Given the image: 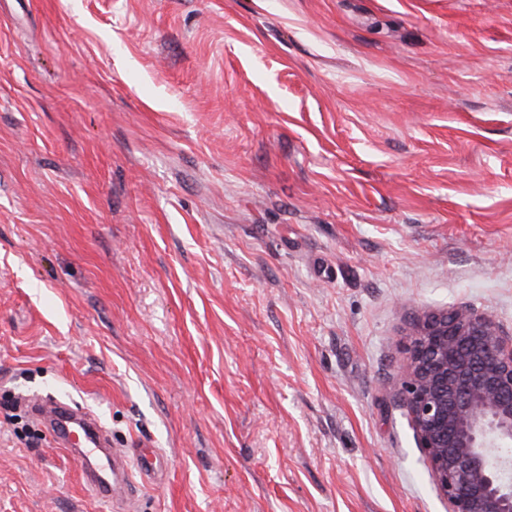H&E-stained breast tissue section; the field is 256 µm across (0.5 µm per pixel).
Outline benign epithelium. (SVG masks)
Wrapping results in <instances>:
<instances>
[{"instance_id": "benign-epithelium-1", "label": "benign epithelium", "mask_w": 512, "mask_h": 512, "mask_svg": "<svg viewBox=\"0 0 512 512\" xmlns=\"http://www.w3.org/2000/svg\"><path fill=\"white\" fill-rule=\"evenodd\" d=\"M398 396L448 512H512V333L466 306L425 316Z\"/></svg>"}]
</instances>
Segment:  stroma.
Wrapping results in <instances>:
<instances>
[{
  "mask_svg": "<svg viewBox=\"0 0 512 512\" xmlns=\"http://www.w3.org/2000/svg\"><path fill=\"white\" fill-rule=\"evenodd\" d=\"M460 305L512 333V0H0V512H448L396 383ZM48 430L57 442L85 462L86 482L102 498L114 497L118 485L129 489L138 480L150 482L166 468L164 455L148 443L137 442L136 448H106L98 424L68 409L51 415ZM92 461L95 467L89 465ZM104 472L111 473L112 478L104 477Z\"/></svg>",
  "mask_w": 512,
  "mask_h": 512,
  "instance_id": "obj_1",
  "label": "stroma"
}]
</instances>
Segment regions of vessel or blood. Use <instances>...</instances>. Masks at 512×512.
<instances>
[{
    "mask_svg": "<svg viewBox=\"0 0 512 512\" xmlns=\"http://www.w3.org/2000/svg\"><path fill=\"white\" fill-rule=\"evenodd\" d=\"M48 430L57 442L83 460L88 486L103 498L113 497L117 487L152 481L165 468L163 454L150 444L107 447L95 421L67 409L51 415Z\"/></svg>",
    "mask_w": 512,
    "mask_h": 512,
    "instance_id": "obj_1",
    "label": "vessel or blood"
}]
</instances>
